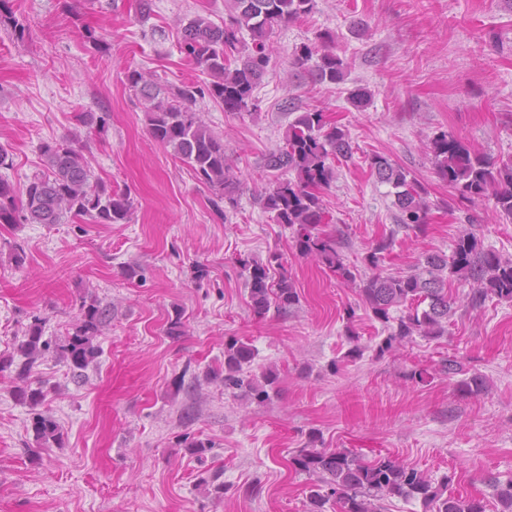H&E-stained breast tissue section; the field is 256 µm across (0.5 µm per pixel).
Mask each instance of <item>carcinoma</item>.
Segmentation results:
<instances>
[{
  "label": "carcinoma",
  "mask_w": 512,
  "mask_h": 512,
  "mask_svg": "<svg viewBox=\"0 0 512 512\" xmlns=\"http://www.w3.org/2000/svg\"><path fill=\"white\" fill-rule=\"evenodd\" d=\"M316 0H225L227 19L217 25L204 15H196L183 26L180 53L202 68L209 80L184 84L160 95L154 74L148 70H130L127 84L139 91L147 102L145 118L150 135L172 147L174 155L194 175L218 191L230 206L237 204L235 194L241 180L238 167L224 150V138L215 134L191 109L197 98L207 97L226 112H248L255 89L261 83L272 59L269 31L311 13ZM250 42H245L243 32ZM291 76H307L314 82L339 84L348 74V63L313 43H302L293 53ZM44 170L26 185L25 196H17L13 185L0 176V224H59L65 217L87 216L95 224H126L133 201L125 192H115L93 178L90 162L78 141L64 138L45 142L40 147ZM438 175L457 196L471 204L491 202L500 215L512 218V158L495 160L480 155L461 140L441 133L424 144ZM353 156L347 130L327 121L324 112L314 109L299 113L288 125L283 145L268 153L264 165L270 171L292 173L278 178L265 192L264 209L276 224L291 231V241L304 258L326 266L347 285L358 289L363 303L387 331L376 347L382 356L404 346L413 336L432 340L448 333V318L455 303L448 282L458 280L470 285L466 303L477 308L488 299L512 301V259H504L482 247L472 224L462 225L452 254L423 253L411 272L382 275L381 267L391 253L393 236L375 241L363 257L369 274L362 277L344 263L337 250L336 230L329 220L320 191L334 179L333 163ZM370 170L378 180L391 186L395 218L399 226L422 233L429 224L430 202L410 172L386 157L375 155ZM279 263L274 255L265 262H240L249 290L253 312L258 317L270 310L287 312L298 305L300 296L286 275L273 277ZM404 307L394 318L390 310ZM107 309L97 303L82 305L72 333L56 347L59 357L75 370H84L101 354L95 343ZM50 349L42 339L41 319L25 332L17 351L22 357L0 359V371L15 368L19 400L36 407L44 400L42 388L27 384L36 362ZM256 350L237 338L224 342V373L210 372L222 379L224 389L240 390L265 401L277 383L272 369L255 375L251 366ZM434 371L448 377L463 372L455 356L440 360ZM487 388L486 378L474 373L461 381L460 389L478 395ZM33 429L38 445L44 448L60 442L59 424L49 415L37 413ZM293 464L300 472L315 478V490L309 496V512H382L381 501L389 497L419 499L431 512H486L484 501L463 500L446 495L448 478L435 485L424 473L392 458L367 461L340 448H319L317 438L297 451ZM502 506L512 512V482L503 486L488 479Z\"/></svg>",
  "instance_id": "cac0c4a2"
}]
</instances>
